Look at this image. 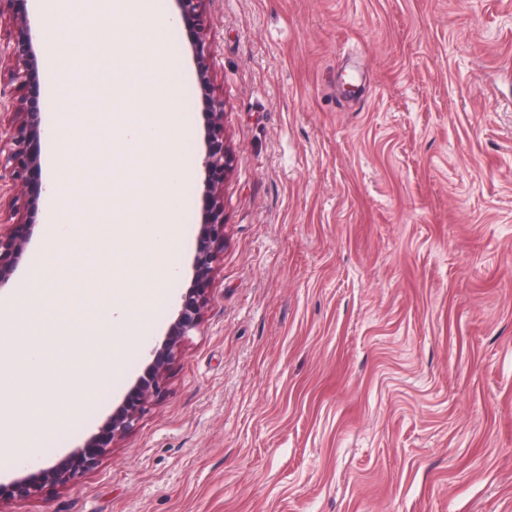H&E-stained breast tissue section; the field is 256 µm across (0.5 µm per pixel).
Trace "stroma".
Wrapping results in <instances>:
<instances>
[{"instance_id":"1","label":"stroma","mask_w":512,"mask_h":512,"mask_svg":"<svg viewBox=\"0 0 512 512\" xmlns=\"http://www.w3.org/2000/svg\"><path fill=\"white\" fill-rule=\"evenodd\" d=\"M104 18L67 43L102 72ZM224 101V249L210 301L134 429L97 466L0 512H512V0H207ZM176 108L187 206L177 268L119 275L164 296L145 343L85 346L17 284L66 298L112 268L47 259L67 222L47 189L0 316L22 323L0 397L19 456L0 483L97 433L143 375L182 298L204 221L206 116L183 26ZM48 46L46 122L73 108ZM121 369L75 409L67 381Z\"/></svg>"}]
</instances>
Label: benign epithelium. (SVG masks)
Returning <instances> with one entry per match:
<instances>
[{
  "instance_id": "7a95c632",
  "label": "benign epithelium",
  "mask_w": 512,
  "mask_h": 512,
  "mask_svg": "<svg viewBox=\"0 0 512 512\" xmlns=\"http://www.w3.org/2000/svg\"><path fill=\"white\" fill-rule=\"evenodd\" d=\"M206 0H176L180 22L188 31L200 71L201 100L207 115L205 151L201 161L206 173L204 200L207 219L201 225L193 270L199 288L185 297L167 338L150 351L147 377L127 394L122 406L113 412L105 426L64 459L37 472L28 473L13 483L0 485V502L26 499L42 492L48 485H64L92 470L99 458L118 437L129 433L145 411L146 404L160 397L165 380L176 360L182 341L202 322L208 305L207 287L213 276V263L224 250V175L232 164V155L224 144V101L213 94L211 63L202 35V18ZM6 22L7 41L0 43L12 61L7 77L0 78V94L14 86V96L7 112L0 113V201L8 212L15 206L24 208L21 223L33 224L36 198L27 194L33 174L40 173L39 145L44 133L42 112L36 96L39 55L47 46L51 22L31 27L26 0H0V19ZM29 235L8 228L0 229V289L9 284L18 259L25 253Z\"/></svg>"
}]
</instances>
